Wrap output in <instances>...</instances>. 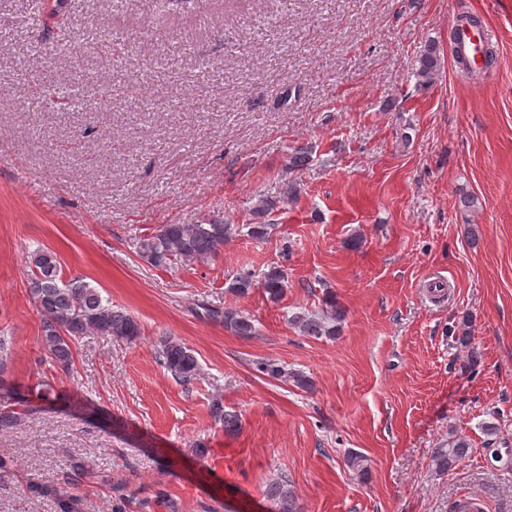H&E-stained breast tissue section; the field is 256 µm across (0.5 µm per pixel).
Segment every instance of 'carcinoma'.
Here are the masks:
<instances>
[{"label": "carcinoma", "instance_id": "cac0c4a2", "mask_svg": "<svg viewBox=\"0 0 512 512\" xmlns=\"http://www.w3.org/2000/svg\"><path fill=\"white\" fill-rule=\"evenodd\" d=\"M441 71L440 49L434 42L424 46L416 59L412 75L420 87L432 85ZM38 98L42 103L71 105L66 87L58 84H36ZM312 150L297 147L288 153V172L293 173L311 160ZM237 233V227L222 219H213L197 224H162L153 233L136 239L138 255L156 266H165L174 261L188 264L216 254L224 242ZM30 277L28 290L31 300L42 316V342L54 366L67 370L73 363V345L80 337L96 333L126 344L136 342L141 336V325L130 313L103 298L100 291L83 278L65 280L55 252L38 248L29 255ZM255 287L248 275H239L229 281L228 290L245 296ZM262 287L273 303L280 302L286 294L287 284L282 272L271 270L264 276ZM207 316L220 319L224 328L233 334L247 338L255 334L250 316L233 309L222 312L208 309ZM345 320V309L332 294L326 296L325 309L315 312L295 313L289 318L291 325L305 336L332 340L340 335ZM10 339L0 336V429H7L16 422L15 411L10 406L20 398L19 386L7 380L8 351ZM159 357L163 365L183 381L195 379L199 363L193 350L181 340L163 336L159 340ZM258 371L275 380H291L296 386L308 389L312 381L307 376L290 372L274 362H262ZM470 450L463 437L448 438V448L435 456L438 470L446 472L465 457ZM94 471L83 461H75L67 467L60 483L31 479L28 492L38 498H49L54 502L55 512H81V500L71 490L93 477ZM268 498L276 502L278 512H302V507L293 489L280 481L268 485Z\"/></svg>", "mask_w": 512, "mask_h": 512}]
</instances>
